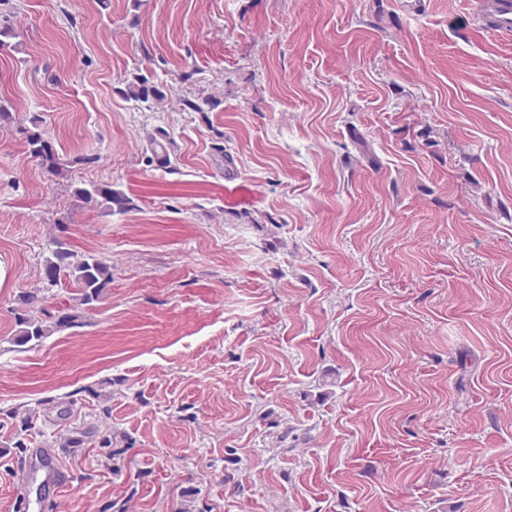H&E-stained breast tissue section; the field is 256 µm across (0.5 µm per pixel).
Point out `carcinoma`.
Instances as JSON below:
<instances>
[{
	"instance_id": "1",
	"label": "carcinoma",
	"mask_w": 512,
	"mask_h": 512,
	"mask_svg": "<svg viewBox=\"0 0 512 512\" xmlns=\"http://www.w3.org/2000/svg\"><path fill=\"white\" fill-rule=\"evenodd\" d=\"M127 99L145 104L158 102L164 94L143 80L128 85ZM32 127L24 130L28 153L38 160L47 177L54 181L70 180L76 164H89L91 156L67 160L59 153L55 143L40 129L39 119H31ZM74 194L83 202L108 213L126 208L125 196L112 189L109 183H93L74 187ZM69 282L73 294L70 302L55 315H44L42 303L46 294L61 281ZM112 284V264L92 252H79L64 240L54 239L40 269V286L20 295V308L16 313V326L11 344L17 348L33 347L46 338L59 334L77 325L82 313L95 307Z\"/></svg>"
}]
</instances>
